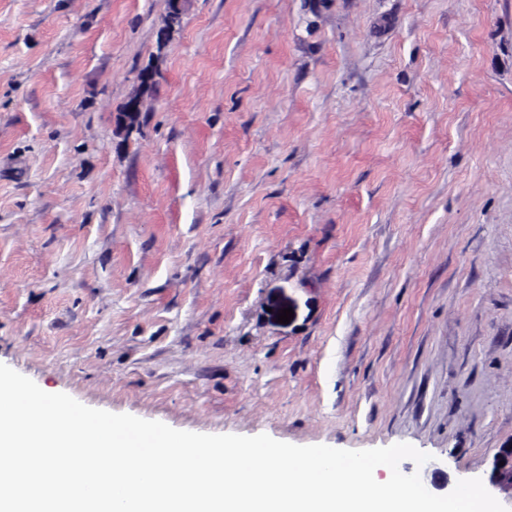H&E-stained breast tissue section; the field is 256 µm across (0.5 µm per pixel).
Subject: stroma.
Wrapping results in <instances>:
<instances>
[{
	"label": "stroma",
	"mask_w": 512,
	"mask_h": 512,
	"mask_svg": "<svg viewBox=\"0 0 512 512\" xmlns=\"http://www.w3.org/2000/svg\"><path fill=\"white\" fill-rule=\"evenodd\" d=\"M182 13L162 45L166 0H0V363L178 430L408 443L436 495L489 483L512 0Z\"/></svg>",
	"instance_id": "stroma-1"
}]
</instances>
